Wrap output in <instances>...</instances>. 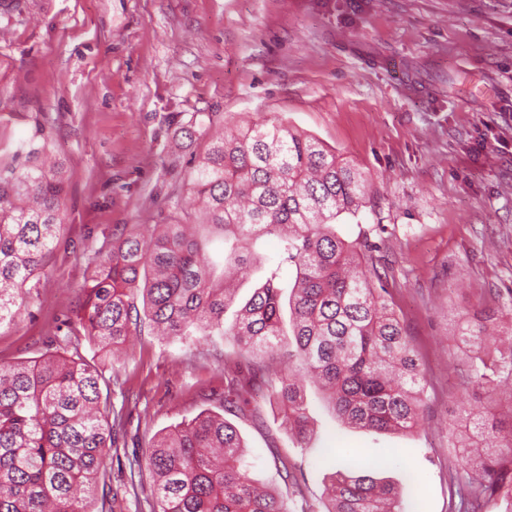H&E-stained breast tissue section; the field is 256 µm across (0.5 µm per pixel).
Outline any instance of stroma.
<instances>
[{"instance_id": "stroma-1", "label": "stroma", "mask_w": 512, "mask_h": 512, "mask_svg": "<svg viewBox=\"0 0 512 512\" xmlns=\"http://www.w3.org/2000/svg\"><path fill=\"white\" fill-rule=\"evenodd\" d=\"M233 129L282 121L351 160L375 194L338 234L375 247L382 284L420 353L426 423L407 434L338 424L305 382L311 433L288 437L276 404L231 421L252 479L287 460L290 507L320 512L325 481L352 454L403 486L408 512H448L452 424L474 406L461 318L512 325V0H14L0 9V149L42 126L70 178L62 231L0 363L39 359L75 317L94 251L134 224L164 223L188 191L193 117ZM259 270L290 282L276 238ZM486 289L477 299L476 289ZM210 342L138 337L114 369L123 427L107 460L112 512H150L149 441L220 411L224 365Z\"/></svg>"}]
</instances>
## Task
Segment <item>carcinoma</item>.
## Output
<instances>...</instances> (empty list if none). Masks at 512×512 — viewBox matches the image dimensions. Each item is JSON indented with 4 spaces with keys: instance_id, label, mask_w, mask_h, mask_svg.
<instances>
[{
    "instance_id": "obj_1",
    "label": "carcinoma",
    "mask_w": 512,
    "mask_h": 512,
    "mask_svg": "<svg viewBox=\"0 0 512 512\" xmlns=\"http://www.w3.org/2000/svg\"><path fill=\"white\" fill-rule=\"evenodd\" d=\"M215 122L192 120L184 137L207 139L190 172L193 202L224 235V279L211 278L202 244L191 233L194 212L175 201L167 224H134L96 251L82 285V303L66 323L65 351L13 365L0 363V512H87L82 503L106 477L118 418L104 392V357L131 336L180 340L218 336L236 350L224 358V411L243 414L253 384L232 367L245 362L298 439L308 432L301 387L314 378L336 418L352 428L408 433L421 425L426 372L402 317L375 286L380 275L365 241H347L336 220L369 199L356 165L285 122L211 133ZM49 140L38 128L0 157V325L13 324L26 288L47 265L63 229L65 162L46 164ZM279 241L295 270L284 325L275 269L230 324L233 281L260 263L253 244ZM493 319L457 325L459 347L475 353L471 383L497 403L512 386V341L488 346ZM100 355L88 359L82 341ZM456 424L469 474L467 512L501 500L512 512V430L490 409L473 406ZM243 440L220 415H200L156 437L146 450L153 477L152 512H291L277 483L249 476ZM324 512H406L402 488L363 472L346 458L329 477Z\"/></svg>"
}]
</instances>
